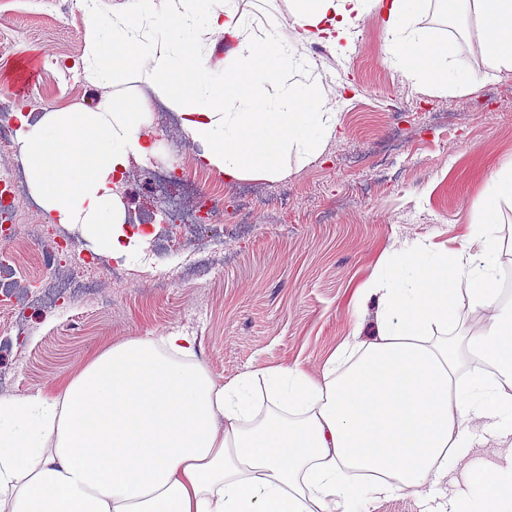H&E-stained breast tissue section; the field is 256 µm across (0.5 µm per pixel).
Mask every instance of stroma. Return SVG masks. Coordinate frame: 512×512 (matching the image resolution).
<instances>
[{
  "instance_id": "obj_1",
  "label": "stroma",
  "mask_w": 512,
  "mask_h": 512,
  "mask_svg": "<svg viewBox=\"0 0 512 512\" xmlns=\"http://www.w3.org/2000/svg\"><path fill=\"white\" fill-rule=\"evenodd\" d=\"M418 25L447 46L454 69L473 82L446 89L407 78L387 62L376 17L365 15L345 50L307 48L312 79L344 85L335 106L340 122L319 158L305 164L289 156L283 179L225 185L196 164L177 113L164 106L149 113L156 155L181 180L155 187L136 162L122 195L136 230L164 252L168 284L156 287L131 265L107 305L89 290L60 307L33 310L21 338L0 348L9 393L50 390L133 336L188 333L199 363L227 383L294 365L317 378L354 327L375 335L376 303L359 296L379 264L406 242L457 248L484 183L512 162V72L492 68L473 18L451 30L423 17ZM86 26L80 9L62 11L58 0H0V93L13 94L16 108L33 115L94 106L103 91L76 69ZM29 58L37 76L21 89L18 67ZM194 187L222 204L231 224L192 223L182 238L163 239V208ZM186 237L199 246L192 266L181 257ZM1 252L10 253L11 268L0 280L15 298L24 294V276L48 283L57 275L41 244L19 252L0 244Z\"/></svg>"
}]
</instances>
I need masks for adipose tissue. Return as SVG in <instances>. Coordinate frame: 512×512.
Segmentation results:
<instances>
[{
	"instance_id": "ef3b65f1",
	"label": "adipose tissue",
	"mask_w": 512,
	"mask_h": 512,
	"mask_svg": "<svg viewBox=\"0 0 512 512\" xmlns=\"http://www.w3.org/2000/svg\"><path fill=\"white\" fill-rule=\"evenodd\" d=\"M458 4L493 68L512 71V0ZM428 5L288 0V39L238 0H127L110 14L104 0H80L83 78L112 94L35 121L15 112L31 193L55 223L80 225L96 253L126 255L142 237L125 227L122 184L132 160L155 152L142 98L114 91L129 68L178 113L197 165L228 185L277 179L289 154L320 157L338 126L330 96L307 78L306 46H341L364 14L408 77L470 82L419 27ZM219 37L233 49L216 64ZM507 198L512 163L484 184L460 248L397 249L363 291L377 300L376 336H349L321 379L284 366L220 383L197 362L195 337L172 331L112 345L54 395L0 396V512H369L397 494L432 501L428 512H512V307L500 306L495 279ZM464 296L487 324L447 335ZM470 357L491 372L459 378ZM491 438L509 447L501 462L440 500L449 472Z\"/></svg>"
}]
</instances>
